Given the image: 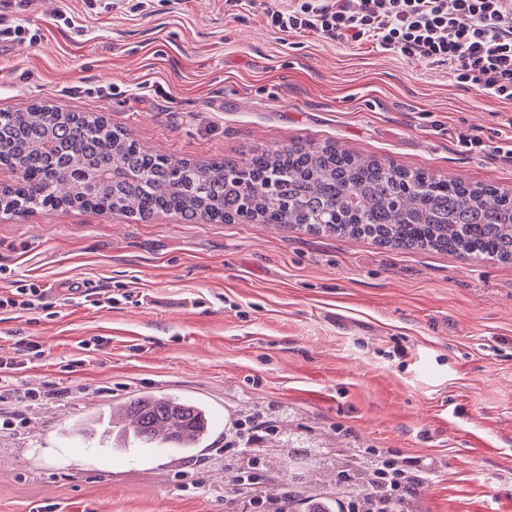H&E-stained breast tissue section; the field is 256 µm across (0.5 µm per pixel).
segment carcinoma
Listing matches in <instances>:
<instances>
[{"instance_id":"cac0c4a2","label":"carcinoma","mask_w":512,"mask_h":512,"mask_svg":"<svg viewBox=\"0 0 512 512\" xmlns=\"http://www.w3.org/2000/svg\"><path fill=\"white\" fill-rule=\"evenodd\" d=\"M0 165L17 183L0 192V209L49 213L62 207L148 219L175 214L185 224H224L250 206L262 224L367 239L380 247L441 251L512 262V192L494 185L437 178L425 170L323 147L292 144L283 154L255 153L246 165L216 158L197 166L141 149L100 117L36 103L0 111ZM126 437L149 447H201L210 435L203 404L139 393L121 405ZM285 449L292 498L306 493L295 466L306 460L336 470L356 499L379 470L364 447L343 464L335 448Z\"/></svg>"}]
</instances>
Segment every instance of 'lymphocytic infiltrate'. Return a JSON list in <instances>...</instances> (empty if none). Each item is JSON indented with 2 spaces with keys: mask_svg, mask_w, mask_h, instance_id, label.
<instances>
[{
  "mask_svg": "<svg viewBox=\"0 0 512 512\" xmlns=\"http://www.w3.org/2000/svg\"><path fill=\"white\" fill-rule=\"evenodd\" d=\"M512 0H297L268 12L271 26L406 61L448 66L458 83L512 101Z\"/></svg>",
  "mask_w": 512,
  "mask_h": 512,
  "instance_id": "1",
  "label": "lymphocytic infiltrate"
}]
</instances>
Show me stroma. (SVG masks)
I'll list each match as a JSON object with an SVG mask.
<instances>
[{
  "mask_svg": "<svg viewBox=\"0 0 512 512\" xmlns=\"http://www.w3.org/2000/svg\"><path fill=\"white\" fill-rule=\"evenodd\" d=\"M136 2L0 5V110L98 112L176 162L329 141L512 191V102L447 66L279 32L265 12L287 0ZM18 280L47 307L0 309V348L35 342L15 382L61 396L6 406L0 512H242L224 499L238 466L224 438L253 420L275 429L257 457L295 426L432 467L420 512H512V263L255 222L0 213V292ZM145 391L204 403L205 447L118 441L113 413Z\"/></svg>",
  "mask_w": 512,
  "mask_h": 512,
  "instance_id": "stroma-1",
  "label": "stroma"
}]
</instances>
